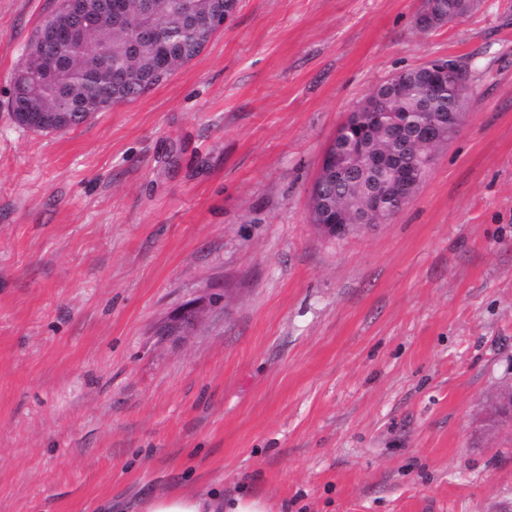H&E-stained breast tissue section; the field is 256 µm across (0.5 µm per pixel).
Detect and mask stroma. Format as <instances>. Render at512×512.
I'll return each instance as SVG.
<instances>
[{
    "label": "stroma",
    "mask_w": 512,
    "mask_h": 512,
    "mask_svg": "<svg viewBox=\"0 0 512 512\" xmlns=\"http://www.w3.org/2000/svg\"><path fill=\"white\" fill-rule=\"evenodd\" d=\"M54 6L0 0V512H512V0L427 33L423 0H239L166 82L42 133L7 103ZM448 57L473 93L417 193L321 235L337 126ZM217 300L218 297L211 295L208 301L199 299L187 305L164 325L163 334L179 335L186 332ZM271 512L260 497L242 495L225 506L219 492L199 495L190 492H161L145 498L139 512Z\"/></svg>",
    "instance_id": "1"
}]
</instances>
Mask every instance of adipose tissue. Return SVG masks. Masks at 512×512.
<instances>
[{
  "label": "adipose tissue",
  "instance_id": "ef3b65f1",
  "mask_svg": "<svg viewBox=\"0 0 512 512\" xmlns=\"http://www.w3.org/2000/svg\"><path fill=\"white\" fill-rule=\"evenodd\" d=\"M140 512H269L268 504L251 495L225 502L220 493L161 492L145 498Z\"/></svg>",
  "mask_w": 512,
  "mask_h": 512
}]
</instances>
